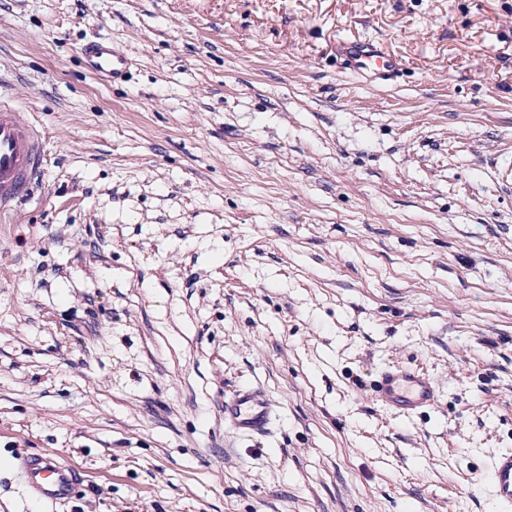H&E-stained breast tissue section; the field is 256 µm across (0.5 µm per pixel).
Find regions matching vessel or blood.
Listing matches in <instances>:
<instances>
[{"mask_svg": "<svg viewBox=\"0 0 512 512\" xmlns=\"http://www.w3.org/2000/svg\"><path fill=\"white\" fill-rule=\"evenodd\" d=\"M342 54L351 73L392 79L400 67L398 57L385 53L370 40L347 41ZM90 70L112 80L126 74L127 58L100 43L85 46ZM45 157L41 132L21 118L16 109L0 104V210L27 197L40 180ZM374 400L382 407L411 419L437 407L439 395L429 376L411 365H389L379 370L371 385ZM272 408L255 387H240L224 401V422L235 431L259 436L268 430ZM22 481L40 497L63 500L82 482L80 471L43 453L19 457ZM487 484L496 512H512V450L495 454L487 466Z\"/></svg>", "mask_w": 512, "mask_h": 512, "instance_id": "obj_1", "label": "vessel or blood"}]
</instances>
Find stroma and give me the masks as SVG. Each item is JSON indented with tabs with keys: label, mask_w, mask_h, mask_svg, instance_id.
<instances>
[{
	"label": "stroma",
	"mask_w": 512,
	"mask_h": 512,
	"mask_svg": "<svg viewBox=\"0 0 512 512\" xmlns=\"http://www.w3.org/2000/svg\"><path fill=\"white\" fill-rule=\"evenodd\" d=\"M344 39L400 77L343 72ZM0 99L46 142L0 215V512H494L512 0H0ZM389 364L438 408L378 406ZM244 385L266 435L224 422ZM44 452L76 496L23 483ZM84 56L90 70L98 75L112 78V82L123 79L127 69V58L120 52L101 44L85 46ZM374 400L382 407L412 419L439 403V395L429 376L411 365H388L379 370L371 385ZM17 470L26 486L49 500L68 498L82 483L77 468L62 463L51 453L20 456Z\"/></svg>",
	"instance_id": "1"
}]
</instances>
